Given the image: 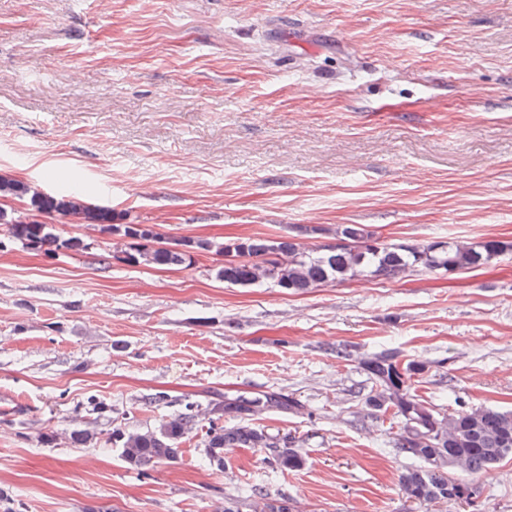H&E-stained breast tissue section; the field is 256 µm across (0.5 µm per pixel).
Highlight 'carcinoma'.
I'll return each mask as SVG.
<instances>
[{"mask_svg": "<svg viewBox=\"0 0 512 512\" xmlns=\"http://www.w3.org/2000/svg\"><path fill=\"white\" fill-rule=\"evenodd\" d=\"M0 198L23 200L21 211L0 207V225L11 240L30 250L85 252L88 244L82 238L63 236L48 223L50 219H68L97 227L109 236L108 245L129 264L186 268L196 255L214 253L224 257L216 277L225 284L248 287L268 281L291 293L363 276L397 278L417 270L454 275L512 253L511 241L497 239L393 245L364 224H347L336 231V243L314 246L296 236L166 242L155 227L136 228L125 221V216L90 203L85 190L59 195L0 174ZM361 365L372 380L364 401L367 411L371 415L390 414L397 424L395 447L419 462L400 477V490L406 499L427 510L447 504L450 492L457 502H472L479 493L477 480L500 460L512 456V411L480 406L443 413L413 389L412 379L425 371V365L403 361L392 351L364 359ZM263 408L305 411L298 399L278 391L238 395L203 414L189 403L184 412L153 428L118 427L112 430V440L121 448L125 462L146 474L160 463L177 460L181 439L205 422L204 448L213 462L223 463L227 448H269L278 469H301L305 457L295 437L272 435L252 424V417ZM226 417L237 424L224 425ZM252 512L292 509L286 501L263 499L253 504Z\"/></svg>", "mask_w": 512, "mask_h": 512, "instance_id": "cac0c4a2", "label": "carcinoma"}]
</instances>
